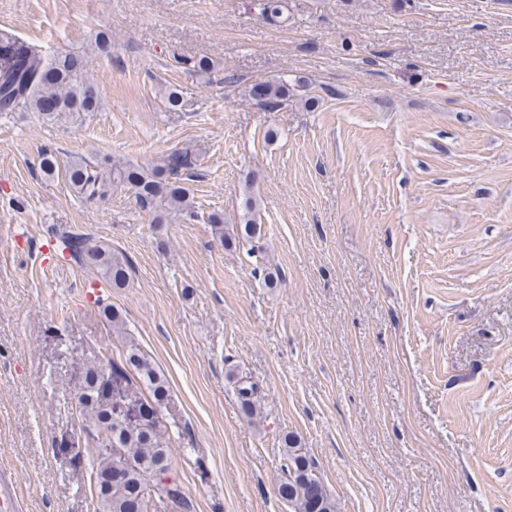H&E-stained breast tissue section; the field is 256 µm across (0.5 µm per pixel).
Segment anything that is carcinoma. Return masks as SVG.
Masks as SVG:
<instances>
[{
    "label": "carcinoma",
    "mask_w": 512,
    "mask_h": 512,
    "mask_svg": "<svg viewBox=\"0 0 512 512\" xmlns=\"http://www.w3.org/2000/svg\"><path fill=\"white\" fill-rule=\"evenodd\" d=\"M260 14L267 19L283 15V0H258ZM88 59L71 52L48 51L41 45L20 44L9 38L0 39V112H14L24 107L37 112L47 121H55L73 112H95L99 99L87 78ZM304 86L285 79L257 81L248 89L249 97L265 107L279 106L297 96ZM196 164V157L186 148H175L163 155L159 163L147 169L128 162L98 163L78 156L60 166L57 155L43 154L40 171L45 177L64 174L73 192L88 206L97 205L112 196V188L124 186L133 191L140 206L153 215V223L161 224L166 215L175 213L193 220L198 218L182 175ZM260 204L249 192L245 200L242 223L236 236L224 234L217 215L207 217L224 245L237 240L250 241L261 235L258 223ZM62 249L69 251L86 269L100 272L114 288L125 286L131 269L128 259L112 251L105 241L92 236L63 232ZM103 316L112 323L113 332L126 333L125 320L109 305L102 307ZM111 372L117 386L144 388L157 413L145 423L132 425L110 415L100 400V374ZM258 387L247 380H237V396L242 413L252 418L257 414ZM165 376L134 341L126 343L124 359L109 360L85 367L81 374L78 412L85 422L88 444L84 448H67L75 462L90 466V482L94 489V512H170L176 505L180 512H194L178 478L172 473L165 440L167 422L162 407L168 400ZM112 439L115 452L101 453V436ZM284 445L283 480L279 496L292 505L294 512H335L336 505L320 476L313 458L290 433Z\"/></svg>",
    "instance_id": "1"
}]
</instances>
